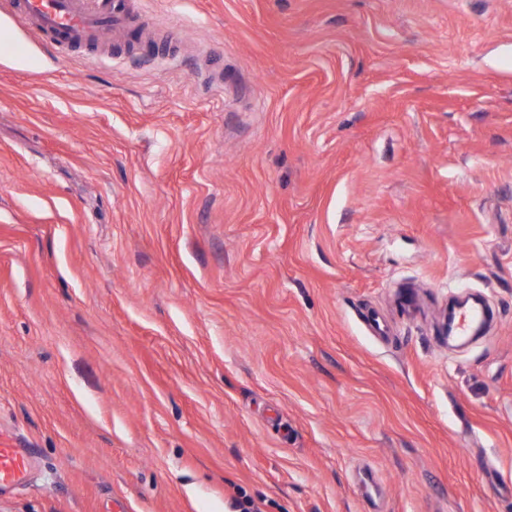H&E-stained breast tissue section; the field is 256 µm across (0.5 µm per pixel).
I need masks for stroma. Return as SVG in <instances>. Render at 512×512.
<instances>
[{
  "instance_id": "1",
  "label": "stroma",
  "mask_w": 512,
  "mask_h": 512,
  "mask_svg": "<svg viewBox=\"0 0 512 512\" xmlns=\"http://www.w3.org/2000/svg\"><path fill=\"white\" fill-rule=\"evenodd\" d=\"M135 2L0 0V512H512V0ZM14 14L38 37L55 46H93L98 49L106 33L125 35L140 24L129 0H16ZM34 462L32 448H3L0 446V488L23 483Z\"/></svg>"
}]
</instances>
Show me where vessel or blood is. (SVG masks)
I'll return each instance as SVG.
<instances>
[{"label": "vessel or blood", "instance_id": "1", "mask_svg": "<svg viewBox=\"0 0 512 512\" xmlns=\"http://www.w3.org/2000/svg\"><path fill=\"white\" fill-rule=\"evenodd\" d=\"M13 7L36 36L60 47H97L105 34L120 37L140 24L131 0H14ZM33 462L32 449L0 447V488L23 483Z\"/></svg>", "mask_w": 512, "mask_h": 512}]
</instances>
